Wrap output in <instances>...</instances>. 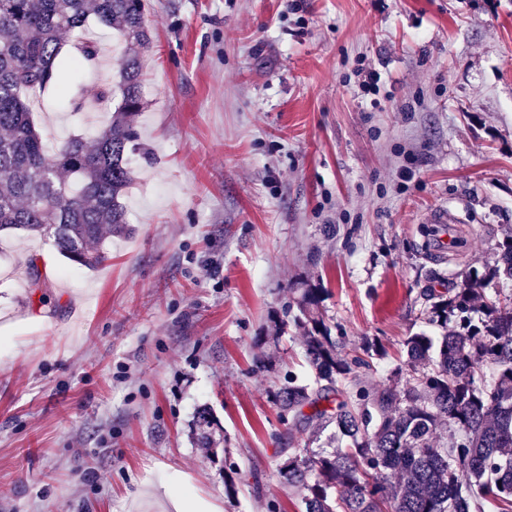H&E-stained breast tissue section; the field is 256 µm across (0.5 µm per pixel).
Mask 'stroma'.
Returning <instances> with one entry per match:
<instances>
[{
  "label": "stroma",
  "mask_w": 512,
  "mask_h": 512,
  "mask_svg": "<svg viewBox=\"0 0 512 512\" xmlns=\"http://www.w3.org/2000/svg\"><path fill=\"white\" fill-rule=\"evenodd\" d=\"M131 235L95 269L0 232V512H170L181 477L219 512H304L278 469L306 437L270 395L313 374L296 291L321 289L333 335L378 340L368 382L426 330L432 281L494 264L512 232V0H146ZM50 87L55 143L111 116L124 44ZM380 75L375 97L354 71ZM449 246H425L436 206ZM46 281L31 293L30 261ZM208 408L217 451L192 427Z\"/></svg>",
  "instance_id": "35a3bbf8"
}]
</instances>
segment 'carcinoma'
I'll list each match as a JSON object with an SVG mask.
<instances>
[{
    "label": "carcinoma",
    "mask_w": 512,
    "mask_h": 512,
    "mask_svg": "<svg viewBox=\"0 0 512 512\" xmlns=\"http://www.w3.org/2000/svg\"><path fill=\"white\" fill-rule=\"evenodd\" d=\"M91 17L127 44L121 101L95 138L68 137L50 150L27 100L64 85L62 69L75 60L61 51ZM151 43L144 0H0V232L40 233L85 268L104 261L108 241L133 232L123 197L131 156L149 160L134 121ZM501 277L512 280V235L497 243L496 265L447 294L425 290L441 338L408 336L405 371L392 385L360 382L370 362L347 352L348 337L332 335L319 289H302L293 323L315 386L290 378L272 401L308 441L332 426L349 442L331 452L305 447L279 467L303 492L305 512H483L485 501L512 512V302L486 294ZM196 425L200 447H213L212 414L198 411Z\"/></svg>",
    "instance_id": "carcinoma-1"
}]
</instances>
